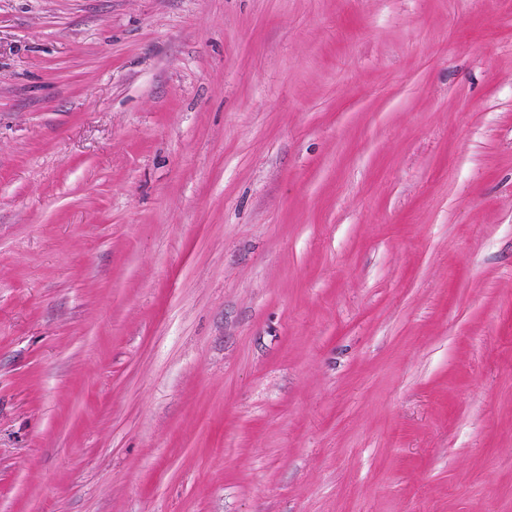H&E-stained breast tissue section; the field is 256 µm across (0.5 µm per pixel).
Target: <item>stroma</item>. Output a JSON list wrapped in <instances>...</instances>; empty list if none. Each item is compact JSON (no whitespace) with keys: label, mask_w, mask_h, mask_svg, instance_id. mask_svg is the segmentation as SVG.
Instances as JSON below:
<instances>
[{"label":"stroma","mask_w":512,"mask_h":512,"mask_svg":"<svg viewBox=\"0 0 512 512\" xmlns=\"http://www.w3.org/2000/svg\"><path fill=\"white\" fill-rule=\"evenodd\" d=\"M0 512H512V0H0Z\"/></svg>","instance_id":"1"}]
</instances>
